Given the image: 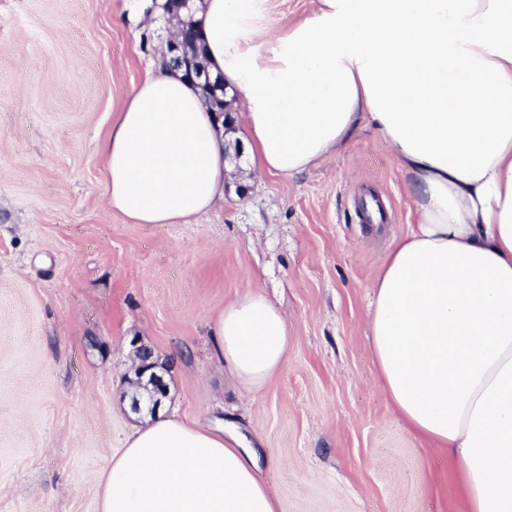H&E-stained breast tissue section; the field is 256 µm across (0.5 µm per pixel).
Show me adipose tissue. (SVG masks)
<instances>
[{
    "label": "adipose tissue",
    "mask_w": 512,
    "mask_h": 512,
    "mask_svg": "<svg viewBox=\"0 0 512 512\" xmlns=\"http://www.w3.org/2000/svg\"><path fill=\"white\" fill-rule=\"evenodd\" d=\"M267 0H203L212 71L240 95L257 175L289 177L371 129L407 178L411 224L373 284L368 341L406 429L452 462L465 512H512V0H317L269 32ZM165 66L134 87L101 145L108 207L186 224L224 194V139ZM231 378L255 390L288 351L250 290L214 323ZM98 512H280L237 436L159 418L104 474Z\"/></svg>",
    "instance_id": "adipose-tissue-1"
}]
</instances>
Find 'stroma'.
Segmentation results:
<instances>
[{
	"instance_id": "stroma-1",
	"label": "stroma",
	"mask_w": 512,
	"mask_h": 512,
	"mask_svg": "<svg viewBox=\"0 0 512 512\" xmlns=\"http://www.w3.org/2000/svg\"><path fill=\"white\" fill-rule=\"evenodd\" d=\"M173 30L159 0H0V512H97L140 424L141 347L161 412L238 432L281 512H462L447 455L406 430L367 340L372 285L410 221L380 138L225 187L188 224L106 205L99 147ZM253 287L288 352L249 392L213 325ZM143 389L146 391V393L140 398H136L134 400V410L140 411L142 408H144L153 413L160 405L162 398L167 394L166 385L163 383V380L160 378V376L152 371L146 384L143 385Z\"/></svg>"
}]
</instances>
